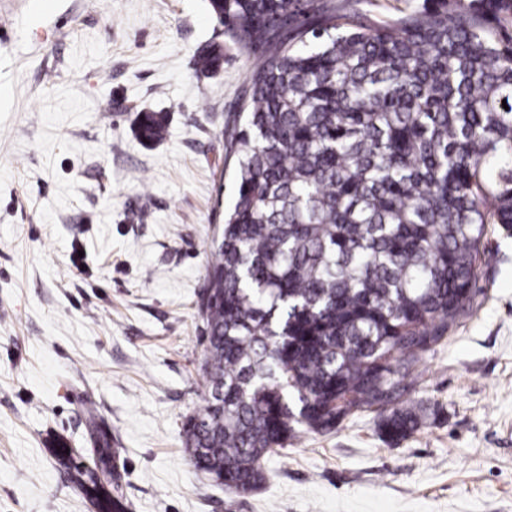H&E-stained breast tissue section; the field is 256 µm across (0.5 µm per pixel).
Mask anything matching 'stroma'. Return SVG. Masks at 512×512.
<instances>
[{
    "label": "stroma",
    "mask_w": 512,
    "mask_h": 512,
    "mask_svg": "<svg viewBox=\"0 0 512 512\" xmlns=\"http://www.w3.org/2000/svg\"><path fill=\"white\" fill-rule=\"evenodd\" d=\"M212 43L224 65L205 75ZM255 63L208 0H0V512H96L70 469L104 446L128 512H512V231L497 224L479 308L418 365L408 438L357 412L270 455L245 493L190 466L197 303L233 191L224 124ZM144 110L166 113L161 141L137 138Z\"/></svg>",
    "instance_id": "stroma-1"
}]
</instances>
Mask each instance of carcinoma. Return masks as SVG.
Returning a JSON list of instances; mask_svg holds the SVG:
<instances>
[{"mask_svg": "<svg viewBox=\"0 0 512 512\" xmlns=\"http://www.w3.org/2000/svg\"><path fill=\"white\" fill-rule=\"evenodd\" d=\"M257 57L225 125L235 189L198 305L202 405L188 461L241 491L269 455L379 409L398 442L422 356L479 307L489 224L512 229V0L426 4L384 23L354 0H210ZM220 47L199 71L223 65ZM166 114L136 135L163 138ZM98 512L127 506L78 474Z\"/></svg>", "mask_w": 512, "mask_h": 512, "instance_id": "obj_1", "label": "carcinoma"}]
</instances>
